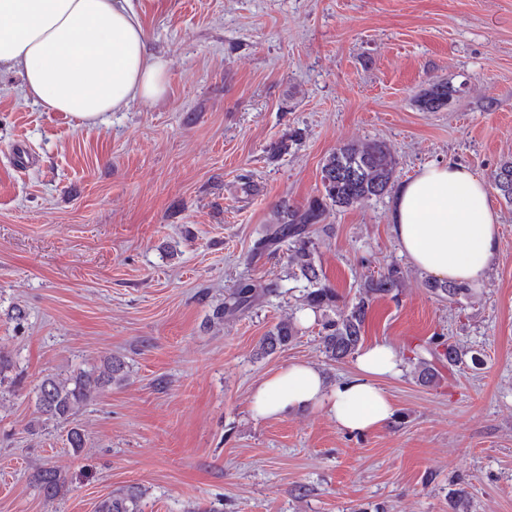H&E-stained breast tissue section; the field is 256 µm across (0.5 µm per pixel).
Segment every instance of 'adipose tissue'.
I'll return each instance as SVG.
<instances>
[{
    "mask_svg": "<svg viewBox=\"0 0 512 512\" xmlns=\"http://www.w3.org/2000/svg\"><path fill=\"white\" fill-rule=\"evenodd\" d=\"M0 68L19 77L24 99L48 112L100 123L132 100L152 102L169 86L168 62L150 51L133 0H0ZM391 231L426 275L482 287L496 261L500 227L485 180L452 163H429L399 187ZM403 357L388 343L361 347L354 369L329 381L308 362H291L253 389L254 418L325 413L337 429L370 433L396 408L383 386Z\"/></svg>",
    "mask_w": 512,
    "mask_h": 512,
    "instance_id": "1",
    "label": "adipose tissue"
}]
</instances>
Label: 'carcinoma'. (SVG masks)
I'll list each match as a JSON object with an SVG mask.
<instances>
[{
	"instance_id": "cac0c4a2",
	"label": "carcinoma",
	"mask_w": 512,
	"mask_h": 512,
	"mask_svg": "<svg viewBox=\"0 0 512 512\" xmlns=\"http://www.w3.org/2000/svg\"><path fill=\"white\" fill-rule=\"evenodd\" d=\"M446 98L452 90L446 84L432 85L420 99L423 108L438 110L444 104H433L436 91ZM396 162L386 145L380 141L347 143L332 152L321 166V196L307 207L298 208L283 202L277 209L276 222L269 225L265 235L256 243L259 251L287 246L286 268L294 277L305 279L312 289L304 297L305 305L322 313L321 344L323 352L331 360H343L355 353L361 344L365 323L373 302L399 291L404 276L399 267L392 265L376 279L369 280L364 291L351 305L339 310L340 297L335 289L321 284V273L315 260L316 243L311 239L310 227L322 221L329 205L337 210H348L360 203L383 196L395 174ZM495 188L505 202L512 204V161L503 162L493 174ZM425 287L438 295L453 299L469 289L448 282L426 280ZM276 293L273 288L263 287L250 279L239 281L237 287L224 297V305L216 312L223 319L243 313L256 303ZM298 327L288 318L267 331L260 342L261 351L273 353L293 343ZM431 356L418 358L417 378L431 383L437 377L435 364L463 366L480 364V358L453 345L445 336L430 337L425 346ZM125 380L124 362L104 357L100 365L89 371L63 377L57 373L43 375L34 385L36 407L50 419L68 421L79 409L93 399L101 389ZM36 488L47 499H55L66 486V478L53 467L42 468L34 475ZM141 492L130 487L126 491L109 495L99 501L95 512H140Z\"/></svg>"
}]
</instances>
